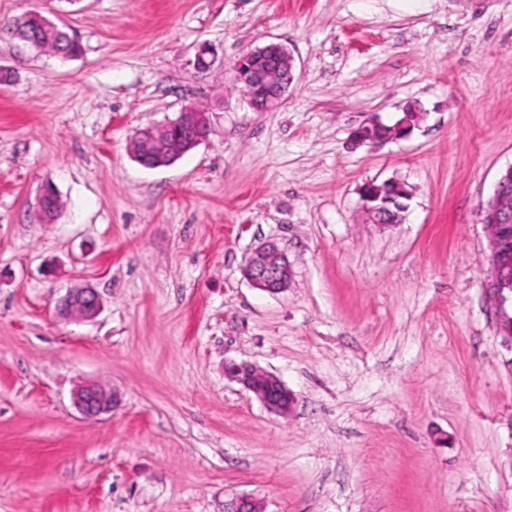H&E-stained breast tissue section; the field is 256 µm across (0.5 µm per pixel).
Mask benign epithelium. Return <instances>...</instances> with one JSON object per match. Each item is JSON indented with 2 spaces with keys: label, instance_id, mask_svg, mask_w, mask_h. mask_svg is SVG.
I'll return each instance as SVG.
<instances>
[{
  "label": "benign epithelium",
  "instance_id": "7a95c632",
  "mask_svg": "<svg viewBox=\"0 0 512 512\" xmlns=\"http://www.w3.org/2000/svg\"><path fill=\"white\" fill-rule=\"evenodd\" d=\"M295 61L291 52L279 43H269L251 51L235 65V80L247 84L246 99L255 112H270L280 103L294 81ZM193 123L196 136L190 143L193 149L205 142L211 132L206 113L196 107L184 108L179 115ZM381 124L373 118L359 126L353 137L356 142L376 148L390 142L372 135L373 127ZM512 167L498 179L493 193L480 210L481 222L489 243V262L492 276L485 282L486 300L493 309L499 325L503 345L512 351V249L508 239L512 236ZM250 285L260 291L276 294L288 288L292 270L288 259L272 242L257 248L245 268ZM101 297L92 285L71 288L59 301L56 314L63 320L93 319L101 311ZM227 376L241 383L268 410L286 414L295 403V395L274 374L253 364H232L226 368ZM73 404L87 418L112 413V389L100 383H85L73 393ZM224 512H262L260 506L248 497H239L224 504Z\"/></svg>",
  "mask_w": 512,
  "mask_h": 512
}]
</instances>
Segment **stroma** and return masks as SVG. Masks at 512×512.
<instances>
[{
    "label": "stroma",
    "mask_w": 512,
    "mask_h": 512,
    "mask_svg": "<svg viewBox=\"0 0 512 512\" xmlns=\"http://www.w3.org/2000/svg\"><path fill=\"white\" fill-rule=\"evenodd\" d=\"M30 11L82 54L0 45V512H512V351L479 220L512 166V0H0V20ZM271 42L295 81L255 112L232 67ZM410 103L409 136L352 146ZM189 105L208 140L136 162L134 130ZM392 178L413 196L382 228L361 188ZM267 240L292 266L273 295L244 275ZM86 282L101 313L56 318ZM85 381L111 414L75 409ZM227 376L241 383L268 410L286 414L295 403V395L274 374L253 364H231ZM73 404L87 418H96L112 412L114 396L112 389L100 383H85L73 393Z\"/></svg>",
    "instance_id": "obj_1"
}]
</instances>
